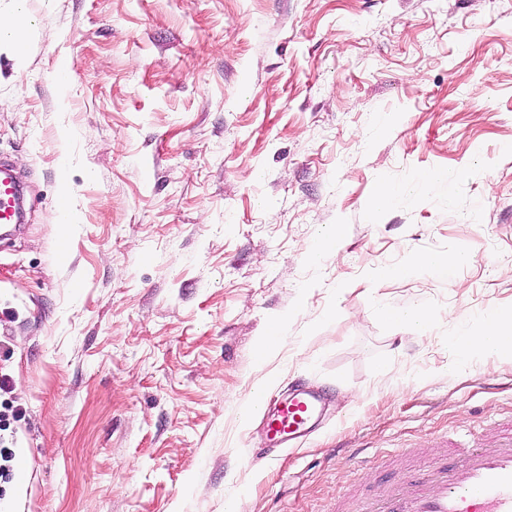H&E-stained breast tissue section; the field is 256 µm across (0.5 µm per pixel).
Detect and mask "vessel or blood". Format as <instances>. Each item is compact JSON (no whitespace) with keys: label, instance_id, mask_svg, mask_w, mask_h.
Returning <instances> with one entry per match:
<instances>
[{"label":"vessel or blood","instance_id":"vessel-or-blood-1","mask_svg":"<svg viewBox=\"0 0 512 512\" xmlns=\"http://www.w3.org/2000/svg\"><path fill=\"white\" fill-rule=\"evenodd\" d=\"M24 220L23 188L7 163H0V233ZM327 394L296 382L270 400L263 414L268 447L285 448L314 429ZM454 462L433 460L417 479H401L366 501L359 512H512V424L497 447L458 448Z\"/></svg>","mask_w":512,"mask_h":512}]
</instances>
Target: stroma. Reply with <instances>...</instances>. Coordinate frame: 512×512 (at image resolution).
Here are the masks:
<instances>
[{
    "instance_id": "obj_1",
    "label": "stroma",
    "mask_w": 512,
    "mask_h": 512,
    "mask_svg": "<svg viewBox=\"0 0 512 512\" xmlns=\"http://www.w3.org/2000/svg\"><path fill=\"white\" fill-rule=\"evenodd\" d=\"M25 14L24 57L0 49V159L28 209L0 243V512H336L470 431L494 447L512 358L488 372L450 340L512 310V0ZM333 225L338 255L311 262ZM456 250L467 264H413ZM411 306L430 336L384 316ZM300 374L327 415L265 451L239 409Z\"/></svg>"
}]
</instances>
